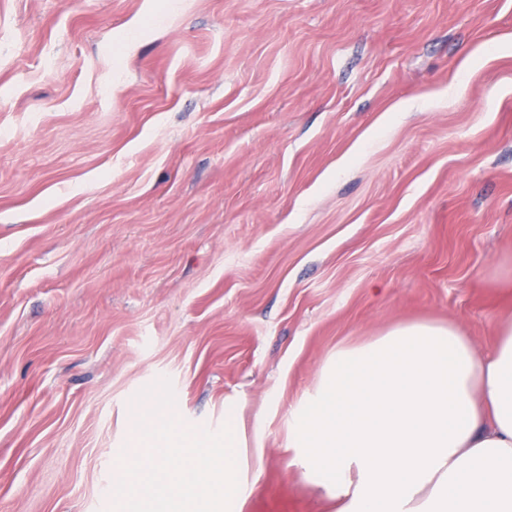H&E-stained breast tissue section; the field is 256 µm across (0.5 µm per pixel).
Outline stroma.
<instances>
[{"label":"stroma","mask_w":512,"mask_h":512,"mask_svg":"<svg viewBox=\"0 0 512 512\" xmlns=\"http://www.w3.org/2000/svg\"><path fill=\"white\" fill-rule=\"evenodd\" d=\"M1 129L0 512H110L161 378L336 512L321 367L512 315V0H0Z\"/></svg>","instance_id":"35a3bbf8"}]
</instances>
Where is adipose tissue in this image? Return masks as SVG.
<instances>
[{"mask_svg": "<svg viewBox=\"0 0 512 512\" xmlns=\"http://www.w3.org/2000/svg\"><path fill=\"white\" fill-rule=\"evenodd\" d=\"M292 442L339 512H512V320L480 355L426 323L338 351Z\"/></svg>", "mask_w": 512, "mask_h": 512, "instance_id": "ef3b65f1", "label": "adipose tissue"}]
</instances>
